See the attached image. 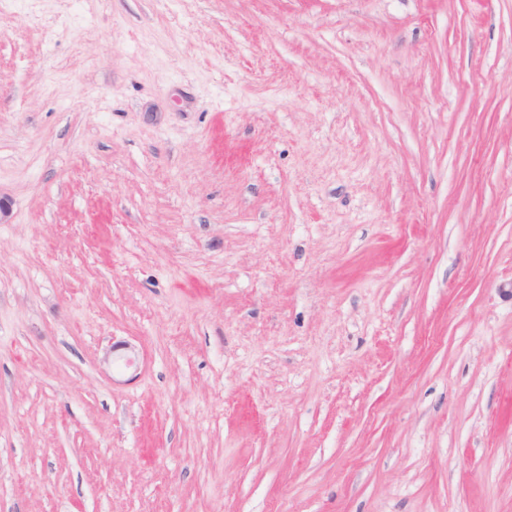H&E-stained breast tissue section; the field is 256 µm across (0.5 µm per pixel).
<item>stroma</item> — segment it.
<instances>
[{"label":"stroma","instance_id":"35a3bbf8","mask_svg":"<svg viewBox=\"0 0 512 512\" xmlns=\"http://www.w3.org/2000/svg\"><path fill=\"white\" fill-rule=\"evenodd\" d=\"M0 512H512V0H0Z\"/></svg>","mask_w":512,"mask_h":512}]
</instances>
